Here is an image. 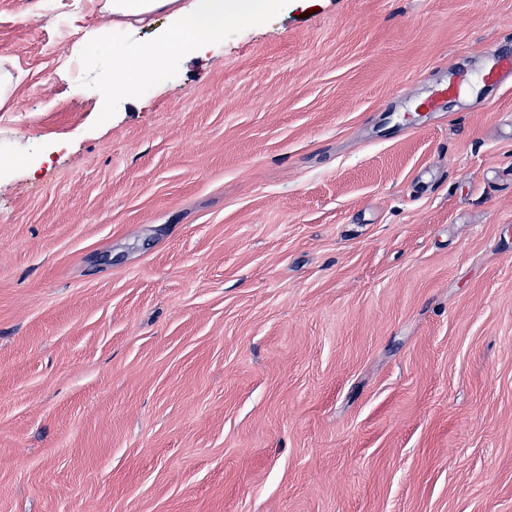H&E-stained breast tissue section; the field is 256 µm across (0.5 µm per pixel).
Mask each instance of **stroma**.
Segmentation results:
<instances>
[{"instance_id":"stroma-1","label":"stroma","mask_w":512,"mask_h":512,"mask_svg":"<svg viewBox=\"0 0 512 512\" xmlns=\"http://www.w3.org/2000/svg\"><path fill=\"white\" fill-rule=\"evenodd\" d=\"M97 4L0 0V512H512V0H266L105 115L166 17ZM482 82L501 87L505 83L512 84V58L503 56L494 66L480 76Z\"/></svg>"}]
</instances>
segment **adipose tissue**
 Returning a JSON list of instances; mask_svg holds the SVG:
<instances>
[{"label":"adipose tissue","mask_w":512,"mask_h":512,"mask_svg":"<svg viewBox=\"0 0 512 512\" xmlns=\"http://www.w3.org/2000/svg\"><path fill=\"white\" fill-rule=\"evenodd\" d=\"M125 4L137 16L166 12L169 27L164 42L198 49L219 36L225 23L243 14L257 17L261 10V0H125Z\"/></svg>","instance_id":"1"}]
</instances>
